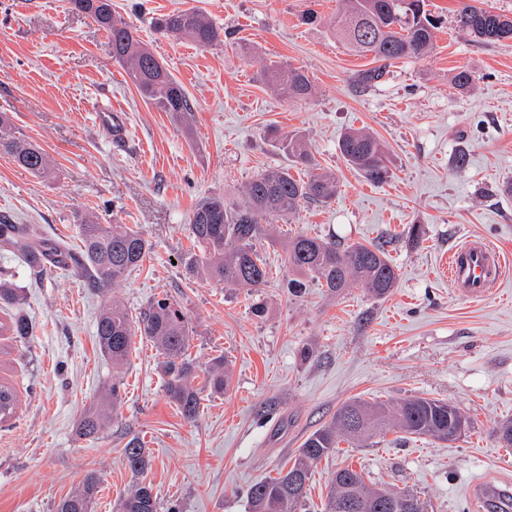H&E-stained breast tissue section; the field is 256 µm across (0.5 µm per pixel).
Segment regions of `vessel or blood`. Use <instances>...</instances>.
<instances>
[{
	"label": "vessel or blood",
	"mask_w": 512,
	"mask_h": 512,
	"mask_svg": "<svg viewBox=\"0 0 512 512\" xmlns=\"http://www.w3.org/2000/svg\"><path fill=\"white\" fill-rule=\"evenodd\" d=\"M100 128L111 139L127 138L124 112L112 107L98 113ZM512 271V259L506 258L495 245L483 238L465 240L448 254V278L464 298L479 302L498 291L508 272ZM471 493L490 500L496 512H512V488H501L483 482L473 483Z\"/></svg>",
	"instance_id": "obj_1"
}]
</instances>
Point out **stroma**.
<instances>
[{
  "mask_svg": "<svg viewBox=\"0 0 512 512\" xmlns=\"http://www.w3.org/2000/svg\"><path fill=\"white\" fill-rule=\"evenodd\" d=\"M428 4L441 19L432 50L360 91L353 78L371 60L331 35L338 0H112L184 88L193 110L177 120L141 98L106 32L68 0H0V113L54 166L37 177L0 154V218L39 225L75 255L76 219L87 213L141 231L151 246L142 267L102 291L71 267L31 274L0 247V269L14 274L34 325L24 342L0 335V379L21 398L16 417L0 424V512H54L91 470L101 480L94 512H116L142 479L160 512L174 503L181 512H249L250 487L287 466L343 402L415 395L455 406L470 429L451 443L394 431L368 448L341 443L312 467L311 512H322L346 465L376 486L420 492L434 512H491L468 488L512 481V448L495 436L512 421V278L471 302L453 291L442 260L466 236L512 256V40L477 43L455 26L457 0ZM177 8L203 12L222 42L157 33L153 19ZM309 11L315 21L305 20ZM271 62L304 70L314 95L268 90L259 72ZM463 69L474 89L460 95L452 79ZM109 104L126 113L128 142L99 128L96 114ZM362 127L388 148L385 183L367 182L339 152L341 134ZM293 131L335 172V200L268 218L259 292L189 275L195 206L213 194L240 203L245 182L285 162L271 133ZM413 224L423 225V241L409 240ZM302 233L383 243L397 271L390 295L357 285L335 294L314 282L289 294L285 244ZM115 297L135 316L163 297L183 311L196 386L213 358H227L229 389H203L195 420L166 397L162 356L144 337H133L121 371L101 355L96 321ZM258 300L261 317L251 312ZM115 377L124 392L111 424L96 440L80 437L82 413ZM134 437L151 460L141 475L123 457Z\"/></svg>",
  "mask_w": 512,
  "mask_h": 512,
  "instance_id": "obj_1",
  "label": "stroma"
}]
</instances>
